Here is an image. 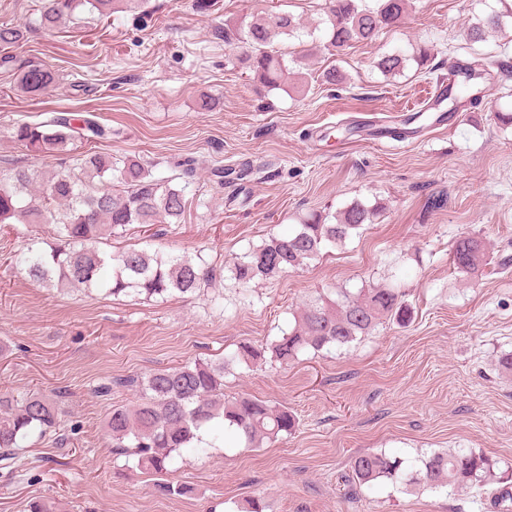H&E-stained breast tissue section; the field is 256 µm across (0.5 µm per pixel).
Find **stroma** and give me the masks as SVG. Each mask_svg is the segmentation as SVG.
<instances>
[{
	"label": "stroma",
	"mask_w": 512,
	"mask_h": 512,
	"mask_svg": "<svg viewBox=\"0 0 512 512\" xmlns=\"http://www.w3.org/2000/svg\"><path fill=\"white\" fill-rule=\"evenodd\" d=\"M144 0L141 7L49 35L27 31L0 48V171L53 169L10 131L53 112H92L111 126L102 150L152 162L168 177L194 161L181 223L152 224L112 241L113 250L153 245L203 251L212 283L166 299L114 298L101 290L60 291L15 264L30 236L52 242L48 224H0V393L20 399L59 392L70 443L31 442L13 474L0 469V512H25L30 499H59L64 512H237L261 498L266 512H503L491 495L397 491L386 483L344 484L350 460L372 449L407 458L467 448L512 466V127L492 109L512 108V24L469 45L463 31L495 0H412L399 24L372 42L333 55L317 47L310 74L263 89L225 45V21L258 9L322 18L321 0ZM432 48L424 67L383 76L372 63ZM497 56L507 74L487 83L477 106L405 139L403 122L454 61ZM56 73L38 96L16 84L26 66ZM337 67L343 79L318 74ZM208 109H201V101ZM230 168L223 182L210 170ZM377 206L373 223L344 243L275 278L239 285L236 257L291 232L313 212L354 202ZM479 236L490 263L476 275L452 263L457 238ZM394 288L413 312L401 327L384 321L342 348L307 351L287 364L238 365L224 394L286 406L292 434L259 448L185 449L173 464L181 496L163 478L112 452L105 422L116 405L138 403L128 378L196 359L218 360L244 341L268 343L292 328L310 302L340 301L363 288ZM110 394H102L104 386Z\"/></svg>",
	"instance_id": "1"
}]
</instances>
